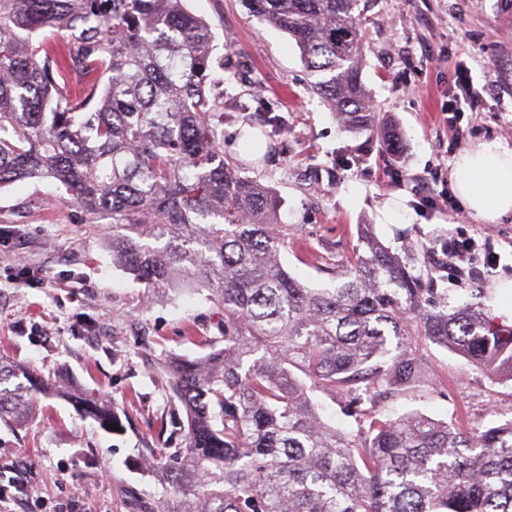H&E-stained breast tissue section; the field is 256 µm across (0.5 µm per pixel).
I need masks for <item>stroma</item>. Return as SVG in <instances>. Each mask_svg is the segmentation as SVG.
I'll use <instances>...</instances> for the list:
<instances>
[{
    "instance_id": "35a3bbf8",
    "label": "stroma",
    "mask_w": 512,
    "mask_h": 512,
    "mask_svg": "<svg viewBox=\"0 0 512 512\" xmlns=\"http://www.w3.org/2000/svg\"><path fill=\"white\" fill-rule=\"evenodd\" d=\"M215 35L224 99L245 106L225 119L226 159L242 156L245 125L260 128L264 155L242 175L274 188L279 219L309 253L282 250L288 272L312 288H333L358 227L393 252L433 264L441 237L459 232L486 244L502 269L484 292L512 280V218L487 224L421 206L414 185L452 192L456 158L480 140L512 143V8L505 0H367L362 79L381 116L402 132L398 153L376 134L343 129L321 98L288 34L260 23L242 0H188ZM467 73L482 95L456 120L443 112ZM398 195L406 224H379L378 207ZM218 309L194 290L152 296L112 257V220L89 222L50 179L0 187V359L36 369L56 396L39 397L26 425L0 423V486L18 480L31 512H161L170 489L152 451L183 445L184 411L169 402L162 362L200 359L217 335ZM421 356L435 384L378 397L397 416L412 411L462 427L512 419V382L496 383L465 359L430 343ZM101 399L119 429L81 416L70 394ZM27 467L12 475L14 459Z\"/></svg>"
}]
</instances>
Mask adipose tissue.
<instances>
[{
	"label": "adipose tissue",
	"mask_w": 512,
	"mask_h": 512,
	"mask_svg": "<svg viewBox=\"0 0 512 512\" xmlns=\"http://www.w3.org/2000/svg\"><path fill=\"white\" fill-rule=\"evenodd\" d=\"M454 192L468 214L496 224L512 215V144L493 138L462 152L454 165Z\"/></svg>",
	"instance_id": "ef3b65f1"
}]
</instances>
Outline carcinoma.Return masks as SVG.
<instances>
[{"label":"carcinoma","mask_w":512,"mask_h":512,"mask_svg":"<svg viewBox=\"0 0 512 512\" xmlns=\"http://www.w3.org/2000/svg\"><path fill=\"white\" fill-rule=\"evenodd\" d=\"M243 2L295 41L344 126L393 150L362 81L361 0ZM213 41L185 0H0V185L57 180L92 219L112 216V256L147 290L203 288L224 314L206 358L160 367L187 423L184 447L153 452L162 512H512V420L467 430L376 409L432 386L412 337L512 381V331L479 288L452 310L429 303L433 272L366 228L338 287L291 276L280 198L219 147ZM46 391L0 363V421L26 423ZM315 392L343 398L356 428L326 424ZM74 403L117 424L94 398Z\"/></svg>","instance_id":"carcinoma-1"}]
</instances>
